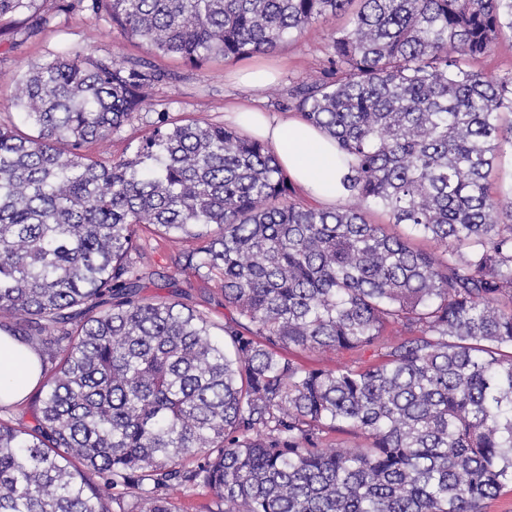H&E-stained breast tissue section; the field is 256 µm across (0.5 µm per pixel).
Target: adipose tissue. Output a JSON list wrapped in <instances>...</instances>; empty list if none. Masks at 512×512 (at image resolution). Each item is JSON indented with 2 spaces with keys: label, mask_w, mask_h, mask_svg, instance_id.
<instances>
[{
  "label": "adipose tissue",
  "mask_w": 512,
  "mask_h": 512,
  "mask_svg": "<svg viewBox=\"0 0 512 512\" xmlns=\"http://www.w3.org/2000/svg\"><path fill=\"white\" fill-rule=\"evenodd\" d=\"M231 115L247 132L271 146L290 179L309 195L330 205L343 196L346 162L335 142L318 129L297 116L271 117L245 105L234 107ZM39 381L37 352L0 330V405L22 402Z\"/></svg>",
  "instance_id": "adipose-tissue-1"
}]
</instances>
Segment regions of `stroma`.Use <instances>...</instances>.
<instances>
[{
    "label": "stroma",
    "instance_id": "35a3bbf8",
    "mask_svg": "<svg viewBox=\"0 0 512 512\" xmlns=\"http://www.w3.org/2000/svg\"><path fill=\"white\" fill-rule=\"evenodd\" d=\"M346 22L343 16L318 21L270 54L234 61L218 55L191 66L157 54L105 20L58 12L48 25L33 33L29 30L28 15L6 17L0 19V123H23V113L15 99L20 76L52 55L75 51L145 58L165 74L152 91L150 106L104 142L89 146V153L96 157L111 160L130 155L151 133L162 112L176 120L202 117L220 123L230 104L251 101L257 108L275 113L291 83L319 74L327 59V35ZM254 66L275 70V80L258 88L237 84L239 72ZM138 243L136 260L142 273V296L178 301L203 312L219 326L236 318L235 308L224 301L219 281H207L197 273L181 269L178 246L147 230L141 232Z\"/></svg>",
    "mask_w": 512,
    "mask_h": 512
}]
</instances>
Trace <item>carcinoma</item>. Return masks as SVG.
I'll use <instances>...</instances> for the list:
<instances>
[{
	"label": "carcinoma",
	"mask_w": 512,
	"mask_h": 512,
	"mask_svg": "<svg viewBox=\"0 0 512 512\" xmlns=\"http://www.w3.org/2000/svg\"><path fill=\"white\" fill-rule=\"evenodd\" d=\"M56 8L191 65L351 13L286 102L345 154V202L293 200L267 145L205 118H162L131 155L93 159L164 74L81 53L31 68L17 101L35 134L0 123V327L44 382L33 424L0 421V512H175V485L209 490L216 512H484L512 484V185L487 183L512 146V72L469 62L512 31V0ZM24 12L51 20L40 0H0V18ZM143 226L198 243L181 267L218 276L239 319L139 296ZM390 325L405 337L382 347ZM284 347L380 361L307 369ZM344 430L365 443L321 446Z\"/></svg>",
	"instance_id": "cac0c4a2"
}]
</instances>
